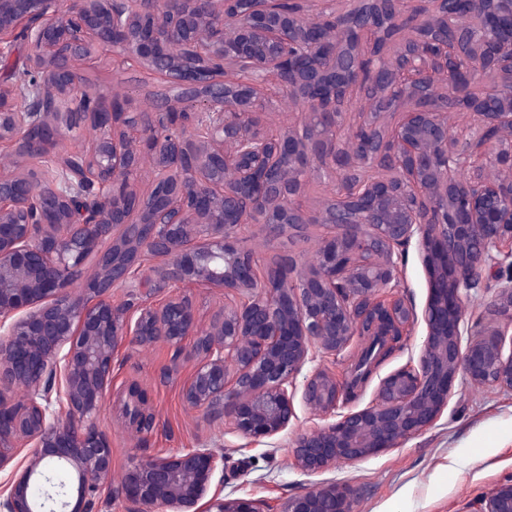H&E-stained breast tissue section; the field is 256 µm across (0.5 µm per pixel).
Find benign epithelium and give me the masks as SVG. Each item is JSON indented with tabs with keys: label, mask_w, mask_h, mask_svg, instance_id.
Returning <instances> with one entry per match:
<instances>
[{
	"label": "benign epithelium",
	"mask_w": 512,
	"mask_h": 512,
	"mask_svg": "<svg viewBox=\"0 0 512 512\" xmlns=\"http://www.w3.org/2000/svg\"><path fill=\"white\" fill-rule=\"evenodd\" d=\"M0 0V57L23 33L32 48V94L0 85V143L14 170L0 173V386L24 396L0 400V470L10 449L34 448L12 472L4 512H89L91 494L112 478V449L95 427L112 385L118 348L179 345L195 337L196 365L183 398L192 408H224L234 432L259 443L284 431L294 398L323 417L347 390L317 370L297 386L318 349L342 353L356 338L400 335L418 321L397 291L394 255L417 239L430 293L417 363L380 379L362 409L299 434L298 469L316 474L360 462L422 434L443 414L457 377L478 389L512 392L505 332L473 329L471 291L498 283L489 311L512 325V0H492L503 21L491 40L476 22L485 0L461 14L456 0H314L318 14L353 28L349 41L316 31L309 0ZM119 65L167 73L179 88L151 107L83 97L74 62L86 51ZM387 80L347 141L272 128L273 97L301 101L337 127L352 108L363 70ZM243 80L226 78L228 70ZM485 71L497 82L471 88ZM473 115L459 128L448 114ZM83 125L89 153L60 159L67 180L43 183L26 171L35 128L61 133ZM201 126L204 137H163V127ZM152 161L159 190L150 205L133 185ZM325 167L350 190H336L315 213L294 200L304 181L279 179L285 159ZM377 177L358 174L364 167ZM262 216L274 235L298 224L333 230L313 267L296 277L279 259L258 276L236 243L245 219ZM166 258L148 275L163 288L192 281L237 301L203 325L192 301L146 302L133 318L109 300L130 284L143 253ZM97 271L82 294L84 264ZM65 409V418L52 410ZM75 472L58 486L44 461ZM224 454L191 448L130 468L121 492L138 512H265L256 500L207 497ZM49 484L35 495L38 481ZM355 490L326 483L288 498L282 512H353ZM469 512H512V479L497 483Z\"/></svg>",
	"instance_id": "benign-epithelium-1"
}]
</instances>
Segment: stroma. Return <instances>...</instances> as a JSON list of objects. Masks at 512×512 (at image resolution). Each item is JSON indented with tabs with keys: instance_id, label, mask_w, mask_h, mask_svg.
<instances>
[{
	"instance_id": "stroma-1",
	"label": "stroma",
	"mask_w": 512,
	"mask_h": 512,
	"mask_svg": "<svg viewBox=\"0 0 512 512\" xmlns=\"http://www.w3.org/2000/svg\"><path fill=\"white\" fill-rule=\"evenodd\" d=\"M78 74L81 88L119 93L132 112L147 107L154 94L176 92L165 75L132 64L118 67L105 58L94 64L80 62ZM329 234L320 224L305 225L291 237L270 236L262 224H244L236 230L240 248L250 253L257 270L287 257L297 273L314 264ZM399 269L400 293L416 310H423L428 279L417 244L405 248ZM172 295L189 296L195 317L203 324L224 306L223 290L193 282L150 294L141 288L116 287L110 298L133 314L144 299L159 303ZM425 335L424 322H417L403 337L400 349L374 370L363 387L340 400V411L365 407L381 377L418 358ZM194 366L190 337L177 346L124 345L115 353L112 386L94 418L112 448V482L94 497L91 512H133V504L118 491L124 473L135 464L187 448H224L230 461L225 470L215 472L211 492L264 500L274 512H281L289 497L329 482L355 489L354 512H465L492 485L512 477V393L478 391L465 379H457L447 408L422 435L365 461L340 462L322 473L306 475L293 465L289 448L299 433L319 425L317 416L302 402H295L296 417L286 430L263 443H250L232 431L223 413L186 404L182 389ZM133 386L144 393L146 408L154 417L152 427L141 433L128 429L120 415Z\"/></svg>"
}]
</instances>
